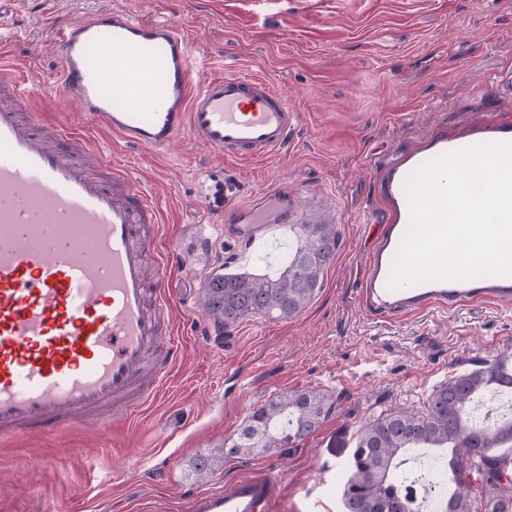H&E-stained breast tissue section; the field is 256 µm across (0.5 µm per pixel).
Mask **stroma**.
Here are the masks:
<instances>
[{
	"label": "stroma",
	"instance_id": "1",
	"mask_svg": "<svg viewBox=\"0 0 512 512\" xmlns=\"http://www.w3.org/2000/svg\"><path fill=\"white\" fill-rule=\"evenodd\" d=\"M161 14L188 25L199 78L226 72L266 79L301 122L287 149L262 163L224 160L188 137L165 153L88 136L162 213L157 238L173 252L172 318L184 343L160 396L131 420L97 431L36 429L0 439V512H140L262 469L281 477L276 512H340V486L364 420L384 409L421 410L448 375L512 350V302L451 314L378 319L359 307L365 255L385 220L378 175L434 132L456 136L512 119V0H282L260 14L246 0H11L6 52L24 61L31 102L65 126L54 33L105 9ZM297 191L296 223L329 216L340 245L324 285L297 317L260 315L219 331L199 307L215 271L265 274L247 244L224 237L226 205L262 190ZM341 401L299 446L225 462L201 481L191 465L236 435L251 408L289 388ZM137 470H120L128 457Z\"/></svg>",
	"mask_w": 512,
	"mask_h": 512
}]
</instances>
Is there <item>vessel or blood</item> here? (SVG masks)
<instances>
[{
  "label": "vessel or blood",
  "mask_w": 512,
  "mask_h": 512,
  "mask_svg": "<svg viewBox=\"0 0 512 512\" xmlns=\"http://www.w3.org/2000/svg\"><path fill=\"white\" fill-rule=\"evenodd\" d=\"M56 81L83 120L124 143L167 151L189 135L211 152L260 160L280 151L298 114L265 80H198L193 41L169 21L112 8L57 29ZM111 45V56L91 55ZM14 64L0 60V437L44 426L108 427L157 398L183 355L170 324V268L141 225L155 200L76 129L34 109ZM512 143V126L433 133L381 172L387 221L368 253L357 299L370 316L512 301V276L441 279L393 288L410 210L411 172L477 144ZM288 194L230 210L235 235L270 242L292 217ZM280 478L259 472L194 498L192 512H273Z\"/></svg>",
  "instance_id": "obj_1"
}]
</instances>
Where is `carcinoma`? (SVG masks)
<instances>
[{"label":"carcinoma","mask_w":512,"mask_h":512,"mask_svg":"<svg viewBox=\"0 0 512 512\" xmlns=\"http://www.w3.org/2000/svg\"><path fill=\"white\" fill-rule=\"evenodd\" d=\"M288 261L273 275L212 273L199 292L203 313L222 329L248 317L275 320L299 316L323 286L324 273L336 260L339 235L319 215L292 224ZM474 368L454 372L435 386L424 409L384 411L361 428L341 488L342 512H420L422 504L400 494L412 473L405 456L431 448L448 450V467L431 466L425 482L434 489L433 512H512V416L485 420L475 403L493 392L512 400V352ZM339 398L309 388H290L254 407L235 436L192 463L205 477L230 458L270 456L309 439L332 415Z\"/></svg>","instance_id":"cac0c4a2"}]
</instances>
